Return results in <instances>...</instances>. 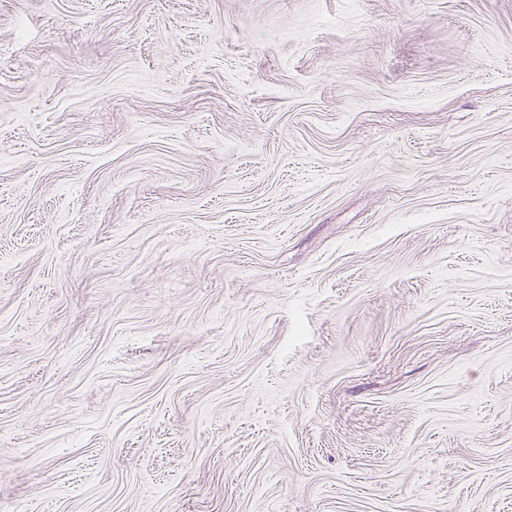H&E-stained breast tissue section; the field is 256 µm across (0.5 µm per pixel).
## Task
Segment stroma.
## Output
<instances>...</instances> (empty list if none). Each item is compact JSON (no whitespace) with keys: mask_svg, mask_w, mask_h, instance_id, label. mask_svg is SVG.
Instances as JSON below:
<instances>
[{"mask_svg":"<svg viewBox=\"0 0 512 512\" xmlns=\"http://www.w3.org/2000/svg\"><path fill=\"white\" fill-rule=\"evenodd\" d=\"M0 512H512V0H0Z\"/></svg>","mask_w":512,"mask_h":512,"instance_id":"1","label":"stroma"}]
</instances>
